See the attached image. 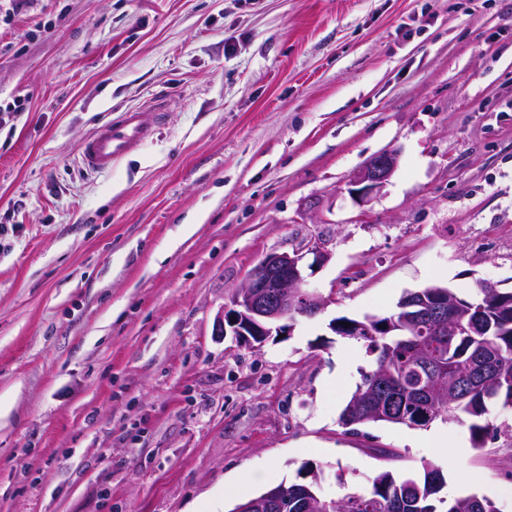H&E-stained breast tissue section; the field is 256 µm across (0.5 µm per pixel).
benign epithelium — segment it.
I'll use <instances>...</instances> for the list:
<instances>
[{"label":"benign epithelium","instance_id":"obj_1","mask_svg":"<svg viewBox=\"0 0 512 512\" xmlns=\"http://www.w3.org/2000/svg\"><path fill=\"white\" fill-rule=\"evenodd\" d=\"M399 163L396 151L371 157L356 171L349 193L364 201L387 184ZM313 255L309 265L303 261ZM330 253L314 245L293 253H270L250 272L235 291L231 306L224 307L216 320L218 334L232 333L240 340L262 344L269 336L283 333L300 318H310L322 311L325 300L304 275V268L314 269L328 262Z\"/></svg>","mask_w":512,"mask_h":512}]
</instances>
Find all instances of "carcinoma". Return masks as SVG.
<instances>
[{
	"mask_svg": "<svg viewBox=\"0 0 512 512\" xmlns=\"http://www.w3.org/2000/svg\"><path fill=\"white\" fill-rule=\"evenodd\" d=\"M402 315L337 327L374 355L342 410V425L426 427L443 417L468 424L477 448L496 440L500 429L487 419L489 404L512 409V291L480 283L477 295L465 299L450 290L447 325L438 329L422 319L415 336L404 335ZM423 471L421 479L382 471L366 490L336 500L318 494L314 474L251 501L263 512H280L284 503L288 512H500L486 496L441 495L440 470L426 463Z\"/></svg>",
	"mask_w": 512,
	"mask_h": 512,
	"instance_id": "1",
	"label": "carcinoma"
}]
</instances>
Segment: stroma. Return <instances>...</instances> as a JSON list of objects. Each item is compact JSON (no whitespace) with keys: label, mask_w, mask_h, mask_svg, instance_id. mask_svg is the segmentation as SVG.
<instances>
[{"label":"stroma","mask_w":512,"mask_h":512,"mask_svg":"<svg viewBox=\"0 0 512 512\" xmlns=\"http://www.w3.org/2000/svg\"><path fill=\"white\" fill-rule=\"evenodd\" d=\"M153 102L152 142L82 166ZM0 104V512H232L305 466L329 500L427 463L512 512V410L482 448L444 419L349 432L373 357L332 328L512 290V0H0ZM316 242L322 312L217 333L263 257ZM164 114L163 106L158 103L120 112L84 140L80 149L81 164L97 173L112 170L153 139ZM399 163L397 151L383 152L371 157L356 171L350 181L349 193L364 201L377 194L387 184Z\"/></svg>","instance_id":"35a3bbf8"}]
</instances>
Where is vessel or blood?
<instances>
[{"label":"vessel or blood","mask_w":512,"mask_h":512,"mask_svg":"<svg viewBox=\"0 0 512 512\" xmlns=\"http://www.w3.org/2000/svg\"><path fill=\"white\" fill-rule=\"evenodd\" d=\"M163 115V107L158 103L120 112L84 140L81 164L92 172L110 171L153 139Z\"/></svg>","instance_id":"obj_1"}]
</instances>
